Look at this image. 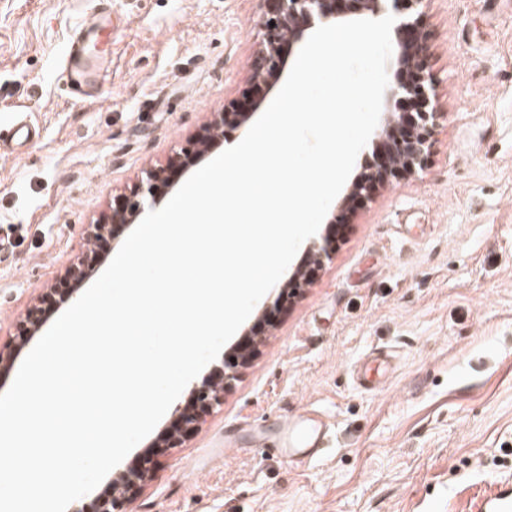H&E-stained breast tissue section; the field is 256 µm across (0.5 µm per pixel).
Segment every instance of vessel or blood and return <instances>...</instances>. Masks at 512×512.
Instances as JSON below:
<instances>
[{
  "mask_svg": "<svg viewBox=\"0 0 512 512\" xmlns=\"http://www.w3.org/2000/svg\"><path fill=\"white\" fill-rule=\"evenodd\" d=\"M112 54V18L99 12L79 22L73 29L59 67L74 98L85 99L98 90ZM37 129L18 118L8 131H0V151L15 150L31 140ZM330 427L317 416H297L279 425L281 438L276 454L291 460L315 458L323 449ZM476 512H512V489L489 490Z\"/></svg>",
  "mask_w": 512,
  "mask_h": 512,
  "instance_id": "b4317fda",
  "label": "vessel or blood"
}]
</instances>
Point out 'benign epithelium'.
I'll list each match as a JSON object with an SVG mask.
<instances>
[{"label":"benign epithelium","mask_w":512,"mask_h":512,"mask_svg":"<svg viewBox=\"0 0 512 512\" xmlns=\"http://www.w3.org/2000/svg\"><path fill=\"white\" fill-rule=\"evenodd\" d=\"M265 11L261 19L262 40L252 63L251 80L258 88H272L282 76L292 47L319 25H329L355 19H372L380 13L386 0H263ZM398 39L397 66L405 73L388 97H397L409 105V111L392 115L385 138L379 142L371 156L365 159L366 181H356L342 203L353 202L367 191V185H387L403 174L422 169L430 156L432 133L437 110L431 78L428 72V44L420 25V17H411L396 29ZM258 105L250 108L224 107L220 123L207 137L196 142L193 150L183 149L170 160L167 167L146 172L145 183L151 193L162 187H171L188 161L204 156L217 142L223 140V126L230 123L240 126L249 120ZM143 209V202L133 196L126 199L122 208L113 211L111 223L94 225V237H105L110 225L131 224ZM326 249L308 252L306 259L283 285L282 292L293 297L306 282L305 269L311 264L322 263ZM229 373L214 375L205 387L194 389V408L176 409V430L196 421L198 411H207L221 403L222 389L217 384H227ZM149 467L142 466L112 484L110 492L100 497L95 512H126L132 490L143 481Z\"/></svg>","instance_id":"1"}]
</instances>
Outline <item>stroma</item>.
<instances>
[{"instance_id": "35a3bbf8", "label": "stroma", "mask_w": 512, "mask_h": 512, "mask_svg": "<svg viewBox=\"0 0 512 512\" xmlns=\"http://www.w3.org/2000/svg\"><path fill=\"white\" fill-rule=\"evenodd\" d=\"M94 0H0V127L40 131L0 156V393L42 329L101 275L132 225L93 224L254 86L263 0H112L101 93L69 98L59 59ZM439 118L427 166L347 207L315 235L329 259L292 302L270 290L260 341L222 402L170 448L164 416L110 472L151 459L127 512H470L512 479V0H423ZM74 290L62 281L75 265ZM391 357L383 389L353 379ZM312 410L321 456L269 452L258 426Z\"/></svg>"}]
</instances>
